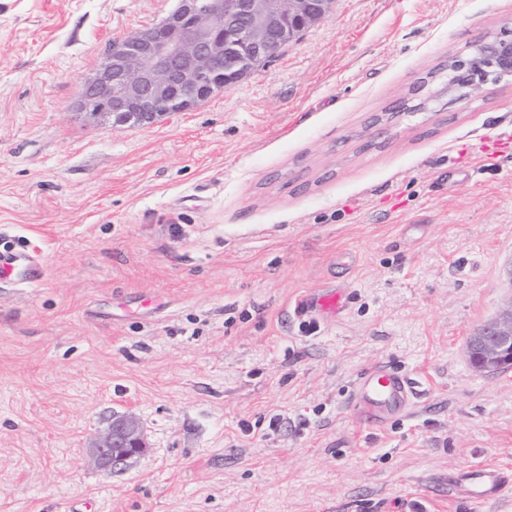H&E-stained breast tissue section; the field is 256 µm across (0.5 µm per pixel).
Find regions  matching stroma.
<instances>
[{
    "instance_id": "obj_1",
    "label": "stroma",
    "mask_w": 512,
    "mask_h": 512,
    "mask_svg": "<svg viewBox=\"0 0 512 512\" xmlns=\"http://www.w3.org/2000/svg\"><path fill=\"white\" fill-rule=\"evenodd\" d=\"M177 0H0V243L43 287L0 286V512H512L448 490L512 467V368L466 338L512 297V81L375 117L512 0H336L191 110L113 127L77 112L112 41ZM349 292L325 322L296 298ZM417 382L364 427L353 380ZM143 452L90 461L113 417ZM45 274L42 255L28 245L0 250V280L27 288H38L45 282Z\"/></svg>"
}]
</instances>
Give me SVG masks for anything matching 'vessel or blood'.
Returning <instances> with one entry per match:
<instances>
[{
	"instance_id": "1",
	"label": "vessel or blood",
	"mask_w": 512,
	"mask_h": 512,
	"mask_svg": "<svg viewBox=\"0 0 512 512\" xmlns=\"http://www.w3.org/2000/svg\"><path fill=\"white\" fill-rule=\"evenodd\" d=\"M45 274L42 255L28 245L0 249V280L37 288L44 283ZM347 300L342 291L305 295L296 300L294 311L301 316L332 319L346 306ZM413 397L414 387L407 375L376 364L355 378L348 405L366 426L378 427L394 415L411 417ZM453 490L477 503L496 501L512 490V474L490 464H473L455 481Z\"/></svg>"
}]
</instances>
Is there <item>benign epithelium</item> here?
<instances>
[{"instance_id": "7a95c632", "label": "benign epithelium", "mask_w": 512, "mask_h": 512, "mask_svg": "<svg viewBox=\"0 0 512 512\" xmlns=\"http://www.w3.org/2000/svg\"><path fill=\"white\" fill-rule=\"evenodd\" d=\"M334 0H178L157 25L112 42L108 55L84 81L77 109L102 116L116 127L150 123L169 112H184L224 87L220 77L237 69L236 80L275 57L286 43L321 22ZM461 80L434 85L428 75L410 96L389 111L425 109L444 98L461 101L488 83L512 77V29L484 36L466 55L446 59ZM477 368L491 373L512 364V303L468 339ZM145 448L144 432L133 416L112 420L91 448L92 459L114 470Z\"/></svg>"}]
</instances>
